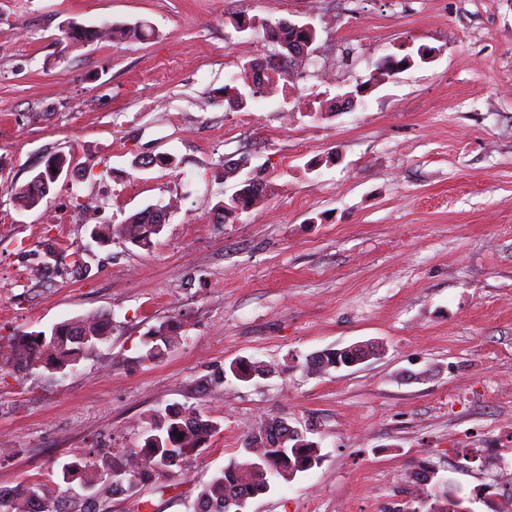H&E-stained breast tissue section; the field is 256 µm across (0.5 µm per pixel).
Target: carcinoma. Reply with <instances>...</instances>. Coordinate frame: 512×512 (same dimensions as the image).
Wrapping results in <instances>:
<instances>
[{"label":"carcinoma","instance_id":"obj_1","mask_svg":"<svg viewBox=\"0 0 512 512\" xmlns=\"http://www.w3.org/2000/svg\"><path fill=\"white\" fill-rule=\"evenodd\" d=\"M120 37L144 40L152 35L149 25L142 22L125 24L119 31ZM98 31L72 23L62 30L66 43L90 42ZM266 36L284 50L283 58L309 46L310 36L302 28L290 27L278 20L266 28ZM264 70L288 76L281 60L270 57L248 66L247 74L232 84L224 86L227 100L243 109L245 104L264 96V89L252 73ZM70 165L67 156L54 154L45 162L44 169L34 173L25 185L15 189L14 198L26 210L38 207L56 183L53 169ZM264 192L263 183L257 181L251 186L240 183L237 196L221 202L223 213L220 220L235 211L250 207ZM158 212L149 209L130 215L125 223L103 231L95 229L91 238L96 243L108 240L109 232L122 236L134 246L145 247L151 238L159 234L163 224L157 220ZM177 326H160L151 339V346L142 359L155 361L170 348L175 339ZM112 335V321L103 316H85L54 326L49 335L23 333L8 341L9 362L19 372L40 367L71 370L83 359H88L99 349V345ZM357 357L350 350L336 354L334 350H323L306 358L305 368L313 373H326L336 368V361L352 362ZM290 424L282 416H272L257 425H250L243 431L240 458L234 459L200 487L197 497L198 512H239L246 501L267 493L271 481L285 478L287 473L304 472L313 468L321 459L319 443L307 435L292 434ZM220 424L214 417L196 408L177 410L168 407L161 415L154 416L144 430L140 454L115 456H85L79 462L63 465L62 480L79 477L83 489L89 492L86 500L91 501L106 489L114 492L124 486H135L148 480L158 472L178 471L186 475L184 463L199 454L208 439L217 434ZM412 498L402 512H468L463 506L461 489L451 481L428 479L427 469L420 468L407 475ZM55 481H36L14 490V496L5 501L0 499V512H27L31 502L38 501L41 512H67L65 503L54 497Z\"/></svg>","mask_w":512,"mask_h":512}]
</instances>
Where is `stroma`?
<instances>
[{
    "label": "stroma",
    "instance_id": "35a3bbf8",
    "mask_svg": "<svg viewBox=\"0 0 512 512\" xmlns=\"http://www.w3.org/2000/svg\"><path fill=\"white\" fill-rule=\"evenodd\" d=\"M317 29L291 103L237 109L224 86L277 53L271 21ZM153 39L62 47L61 28L132 24ZM427 62L386 76L390 56ZM376 76L364 106L317 102ZM57 152L79 175L51 205L21 209ZM264 193L212 223L245 178ZM148 207L169 219L151 246L99 245L95 223ZM0 336L86 315L112 320L96 356L63 376L0 369V487L44 481L89 447L119 456L165 408L211 413L219 433L185 466L97 512H194L198 488L246 426L281 415L322 460L244 512H399L421 463L471 512H512V0H0ZM53 241L55 279L18 278ZM86 262L73 273L68 258ZM181 341L141 362L148 336ZM369 344L325 374L310 354ZM271 371L242 383L229 364Z\"/></svg>",
    "mask_w": 512,
    "mask_h": 512
}]
</instances>
